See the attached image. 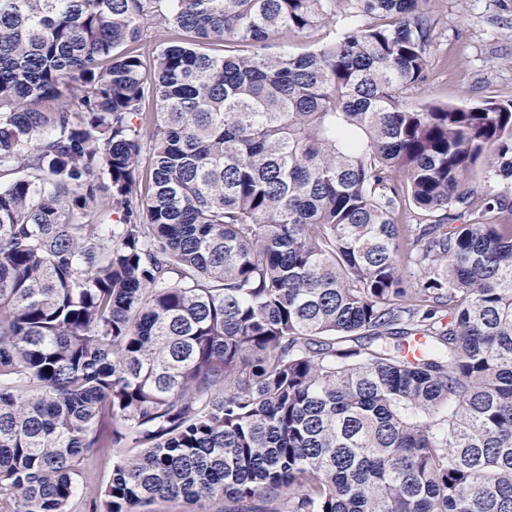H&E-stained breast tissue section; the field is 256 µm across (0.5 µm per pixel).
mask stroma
<instances>
[{
    "mask_svg": "<svg viewBox=\"0 0 512 512\" xmlns=\"http://www.w3.org/2000/svg\"><path fill=\"white\" fill-rule=\"evenodd\" d=\"M433 9L427 79L408 91L409 101H512V0H433Z\"/></svg>",
    "mask_w": 512,
    "mask_h": 512,
    "instance_id": "35a3bbf8",
    "label": "stroma"
}]
</instances>
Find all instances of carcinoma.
Masks as SVG:
<instances>
[{
  "instance_id": "cac0c4a2",
  "label": "carcinoma",
  "mask_w": 512,
  "mask_h": 512,
  "mask_svg": "<svg viewBox=\"0 0 512 512\" xmlns=\"http://www.w3.org/2000/svg\"><path fill=\"white\" fill-rule=\"evenodd\" d=\"M434 31L0 0V512H512V101H407ZM327 38H329V29L320 27L307 34H289L288 38H278L272 42L271 50L296 54ZM157 512H219L221 504L214 501H184L161 503L151 507Z\"/></svg>"
}]
</instances>
